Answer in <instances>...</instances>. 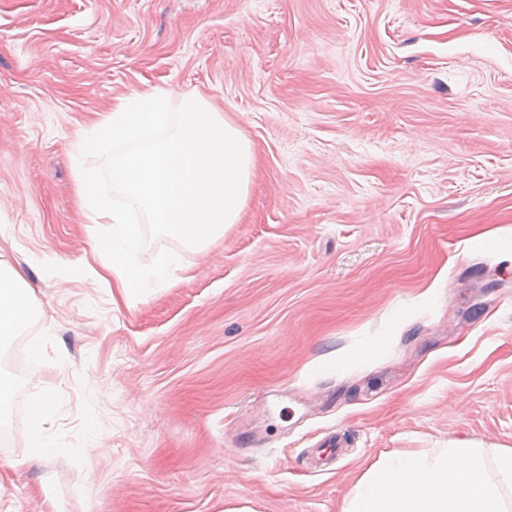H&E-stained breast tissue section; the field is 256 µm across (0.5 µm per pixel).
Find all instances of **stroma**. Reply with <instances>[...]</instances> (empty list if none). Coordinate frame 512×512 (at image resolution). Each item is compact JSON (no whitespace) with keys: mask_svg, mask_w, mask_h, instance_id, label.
Here are the masks:
<instances>
[{"mask_svg":"<svg viewBox=\"0 0 512 512\" xmlns=\"http://www.w3.org/2000/svg\"><path fill=\"white\" fill-rule=\"evenodd\" d=\"M153 87L255 164L239 223L149 238L181 269L116 302L73 143ZM0 262L41 346L0 512H341L384 455L512 448V0H0ZM37 404L30 430L29 457L40 459L61 452L62 448H56L43 430L44 421L52 410V399L42 397Z\"/></svg>","mask_w":512,"mask_h":512,"instance_id":"stroma-1","label":"stroma"}]
</instances>
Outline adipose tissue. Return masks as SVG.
<instances>
[{
    "label": "adipose tissue",
    "mask_w": 512,
    "mask_h": 512,
    "mask_svg": "<svg viewBox=\"0 0 512 512\" xmlns=\"http://www.w3.org/2000/svg\"><path fill=\"white\" fill-rule=\"evenodd\" d=\"M37 314L21 275L0 265V339L22 334ZM342 512H512V448L387 455L366 470Z\"/></svg>",
    "instance_id": "adipose-tissue-1"
}]
</instances>
